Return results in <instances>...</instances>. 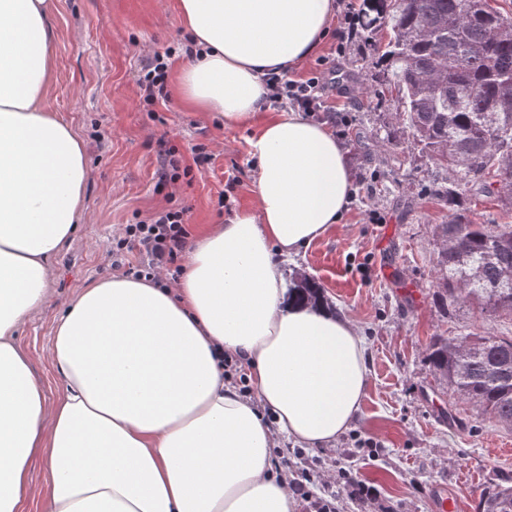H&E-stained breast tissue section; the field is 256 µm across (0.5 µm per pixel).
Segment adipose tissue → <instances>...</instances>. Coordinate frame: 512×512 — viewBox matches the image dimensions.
I'll use <instances>...</instances> for the list:
<instances>
[{
  "label": "adipose tissue",
  "instance_id": "ef3b65f1",
  "mask_svg": "<svg viewBox=\"0 0 512 512\" xmlns=\"http://www.w3.org/2000/svg\"><path fill=\"white\" fill-rule=\"evenodd\" d=\"M203 50L185 101L255 122V203L197 235L175 286L108 277L53 330L64 394L46 412L15 334L85 208L84 144L43 105L52 0H0V512H21L46 456L44 512H296L275 435L335 442L361 412L368 348L349 319L287 295L279 259L321 238L352 197L332 129L272 112L266 73L320 48L336 0H178ZM249 370L252 395L220 354Z\"/></svg>",
  "mask_w": 512,
  "mask_h": 512
}]
</instances>
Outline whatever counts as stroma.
<instances>
[{"mask_svg":"<svg viewBox=\"0 0 512 512\" xmlns=\"http://www.w3.org/2000/svg\"><path fill=\"white\" fill-rule=\"evenodd\" d=\"M49 23L55 75L44 105L78 132L88 170L85 211L51 262L49 295L16 336L51 404L64 391L50 357L54 324L81 288L110 276L113 236L166 206H188L193 232L252 206L258 130L193 111L175 91L156 112L140 106L144 56L186 34L178 0H55ZM334 65L353 197L339 223L286 258L282 272L320 284L328 305L360 331L371 372L362 411L336 444L279 446L310 475L314 498H335L336 512H441L445 497L458 512H478L485 491L512 482V428L449 399L427 346L437 335L512 336V317L482 316L463 303L438 307L433 227L447 222L448 205L407 152L400 105L375 93L383 68L373 39L355 37ZM196 143L214 155L208 168L193 165ZM164 147L191 168L174 184L156 175ZM359 482L373 487L372 497L358 495Z\"/></svg>","mask_w":512,"mask_h":512,"instance_id":"1","label":"stroma"}]
</instances>
